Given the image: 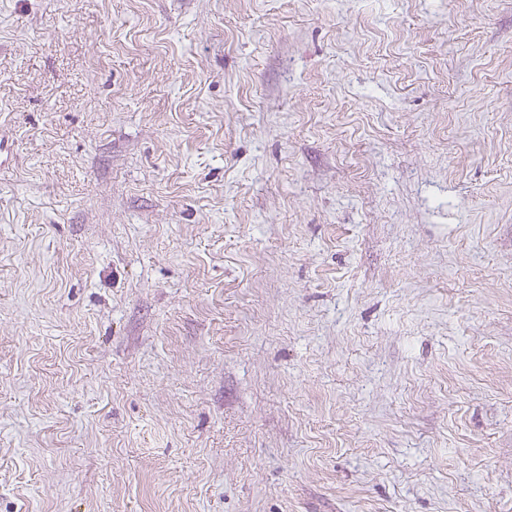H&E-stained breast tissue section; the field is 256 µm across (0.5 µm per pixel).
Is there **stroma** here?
<instances>
[{
  "instance_id": "obj_1",
  "label": "stroma",
  "mask_w": 512,
  "mask_h": 512,
  "mask_svg": "<svg viewBox=\"0 0 512 512\" xmlns=\"http://www.w3.org/2000/svg\"><path fill=\"white\" fill-rule=\"evenodd\" d=\"M0 512H512V0H0Z\"/></svg>"
}]
</instances>
